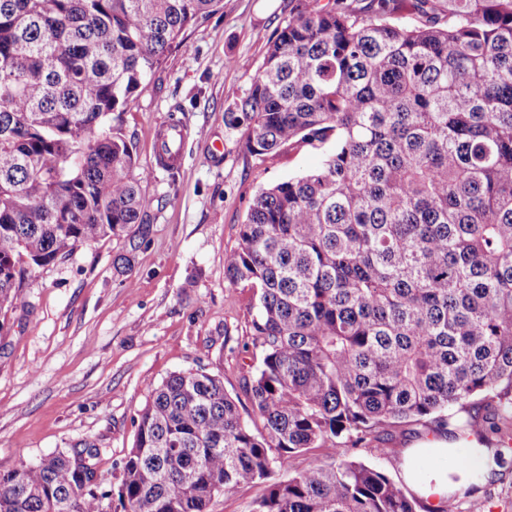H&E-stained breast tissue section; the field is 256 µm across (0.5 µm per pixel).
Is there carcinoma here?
Segmentation results:
<instances>
[{
    "instance_id": "carcinoma-1",
    "label": "carcinoma",
    "mask_w": 512,
    "mask_h": 512,
    "mask_svg": "<svg viewBox=\"0 0 512 512\" xmlns=\"http://www.w3.org/2000/svg\"><path fill=\"white\" fill-rule=\"evenodd\" d=\"M224 113L257 156L336 149L262 189L224 260L255 289L244 418L219 376L171 374L117 489L80 443L0 474V512H417L337 439L486 411L512 422V0H293ZM223 0H0V312L28 267L144 223L122 115ZM28 265H23V260ZM311 448L329 464L284 480ZM328 461L329 459L322 449H311L308 452L295 456L287 465L275 468L273 477L275 479H286L298 470ZM263 488V484H256L242 489L232 497H216L210 510L211 512H250L254 501L261 496Z\"/></svg>"
}]
</instances>
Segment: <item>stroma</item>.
I'll return each mask as SVG.
<instances>
[{"label":"stroma","mask_w":512,"mask_h":512,"mask_svg":"<svg viewBox=\"0 0 512 512\" xmlns=\"http://www.w3.org/2000/svg\"><path fill=\"white\" fill-rule=\"evenodd\" d=\"M291 9V0H224L137 91L124 132L138 167L151 172L145 222L32 269L19 303L0 314V473L87 442L105 486H118L140 411L178 371L221 375L250 413L243 383L254 362V291L228 287L224 255L261 188L317 167L334 149L329 141L255 156L242 146V129L224 123ZM166 123L186 131L171 172L154 158L155 132ZM127 252L133 268L122 273L114 259ZM436 434L430 418L399 424L387 443L370 441L355 456L399 482L396 449Z\"/></svg>","instance_id":"35a3bbf8"}]
</instances>
